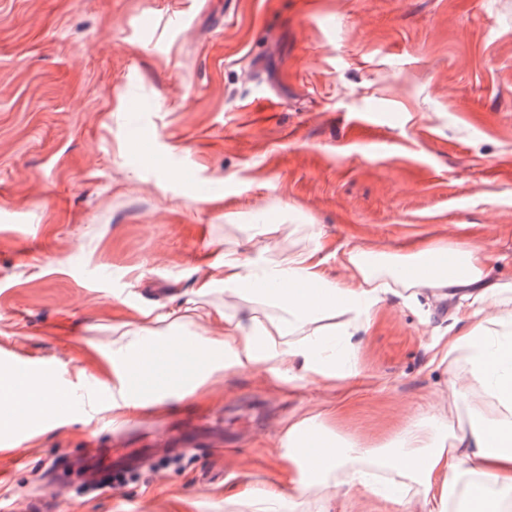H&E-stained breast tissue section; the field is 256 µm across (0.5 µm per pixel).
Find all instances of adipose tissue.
I'll return each mask as SVG.
<instances>
[{
	"label": "adipose tissue",
	"instance_id": "adipose-tissue-1",
	"mask_svg": "<svg viewBox=\"0 0 512 512\" xmlns=\"http://www.w3.org/2000/svg\"><path fill=\"white\" fill-rule=\"evenodd\" d=\"M324 249L323 243H316L284 263L225 252L219 261L225 288L272 302L279 313L232 321L215 310L214 319L224 323L223 335L193 336L202 356L172 369L165 395L181 399L224 373L258 368L291 384L346 382L359 374L353 354L357 335L389 296L413 300L423 292L436 298L458 293L474 303L493 302V316L448 337L440 350L441 361L460 355L466 360L471 388H452L451 397L470 407L469 428L450 430L440 415L427 423H410L400 430L396 447L384 450L380 460L396 471L417 512H512V290L481 288L487 251L443 240L395 255L353 248L343 254L350 281L340 284L320 270ZM436 256L447 258V270L417 276V269ZM335 315L342 318L338 328H317V321ZM162 318L170 323L169 334L148 336L130 328L112 351L113 420L160 397L144 387L139 374L155 370L157 348H178L185 325L177 308ZM474 389L482 402L471 398ZM58 393L48 377L22 382L13 376L0 378V399L12 400L19 414L33 419L48 414ZM281 447L287 489L248 486L229 496V505L244 512H283L311 487L326 490L337 479L348 486L369 480L368 472L354 466L367 456V449L328 431L315 418L291 422Z\"/></svg>",
	"mask_w": 512,
	"mask_h": 512
}]
</instances>
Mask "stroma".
Here are the masks:
<instances>
[{
    "label": "stroma",
    "instance_id": "35a3bbf8",
    "mask_svg": "<svg viewBox=\"0 0 512 512\" xmlns=\"http://www.w3.org/2000/svg\"><path fill=\"white\" fill-rule=\"evenodd\" d=\"M270 99L271 117L245 113ZM424 239L486 246L485 284L512 285V0H0V376L18 351L59 389L99 387L92 411L0 428V512H232L242 485L286 480L296 419L366 448L435 414L468 427L448 398L466 361L436 353L492 306L424 295L360 332L356 388L259 368L112 419L114 341L129 322L167 332L143 312L189 303L210 336L216 308L275 315L220 284L225 250L283 261L319 240L343 283L337 247ZM88 448L131 449L124 481L57 489Z\"/></svg>",
    "mask_w": 512,
    "mask_h": 512
}]
</instances>
